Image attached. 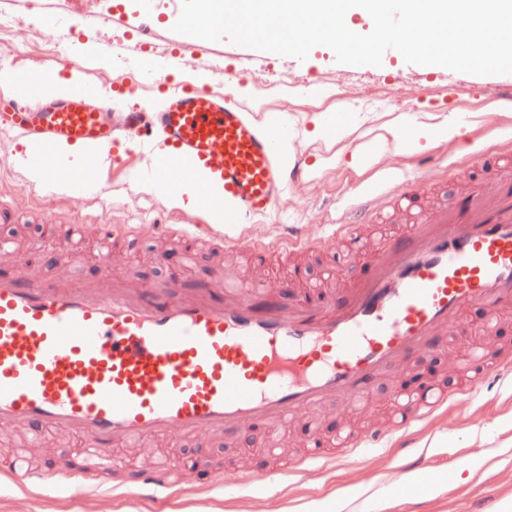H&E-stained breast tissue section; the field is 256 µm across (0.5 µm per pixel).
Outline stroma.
I'll use <instances>...</instances> for the list:
<instances>
[{"instance_id":"obj_1","label":"stroma","mask_w":512,"mask_h":512,"mask_svg":"<svg viewBox=\"0 0 512 512\" xmlns=\"http://www.w3.org/2000/svg\"><path fill=\"white\" fill-rule=\"evenodd\" d=\"M128 0H66L62 23L92 21L104 35L115 29L111 18ZM167 0H155L150 35H141L136 20L124 24L125 42L133 51L110 55L95 62L93 69L68 72L58 62L81 53L84 38L75 35L63 48H56L52 33L31 42L26 54L16 57L0 51V73L51 74L74 83L94 86L98 92H112L115 85L139 81L134 94L126 96L128 107L145 109L162 95L142 69V57L156 64L180 40L174 32ZM205 65L177 69L172 83L229 93L243 105L264 129L280 135L289 162L301 163V182L289 184L272 213L259 223L244 225L246 234L262 237L274 225L297 224L312 239H322L323 252L309 257L307 277L322 278L346 269L363 274V255H352L325 242L327 226L350 195L387 184L394 176L422 175L423 157L437 164L456 161L448 180L438 190L440 201L453 200L481 173L478 158L482 150L512 142V114L503 115L494 134L483 132L491 102L503 76L482 78L441 66L406 63L394 51H386L381 66H353L338 63L325 46L314 47L306 60L292 56L253 59L250 48L229 39L201 41ZM275 72L292 73L296 83L287 94L270 92L257 96L251 83L240 76L238 65ZM469 88L466 106L474 124L463 125L460 136L429 141L418 138L406 151L395 152L393 135L408 122L418 128L446 123L457 112L455 100L446 98L449 87ZM342 122H335L336 113ZM148 137L121 145L117 157H106L96 184L70 192L68 200L39 196L22 166L26 151L23 138L10 129H0V193L15 198L20 221L0 223V240L8 247L0 254V275L30 270L62 280L78 281L107 291L98 262L103 249L97 232L99 223L133 225L131 236L112 249V269L140 286L160 285L174 280L183 287L196 288L215 278L220 269L213 256L196 255L192 261L168 266L155 259L157 240L154 226L160 220L178 221L180 207L161 199L155 184L158 172L148 147ZM83 209L85 225L79 238H71L67 225L44 224L43 213L63 203ZM416 365L431 366V379L443 381L456 390L459 377L468 372L470 357L454 344L433 360L417 355ZM85 440L55 434H24L0 429V464L16 455L41 470L55 472L72 467ZM415 448L428 460L429 469L419 480V493L406 497L397 487L403 475L402 461L394 453L373 449L342 462L328 477L310 472L271 487L262 482L241 488L236 470L247 466L263 472L273 459L260 433L250 430L227 441L220 437L175 439L167 446L150 440L127 449L129 465L166 456L179 481H187L191 466H208L224 473V484L213 490L189 489L173 498L143 501L115 489L114 481L124 472H106L104 481L78 491L67 486L40 497L21 493L0 480V512H311L314 503L336 498L347 501V512H365L372 502L387 499L388 512H469L481 499L494 501L496 512L512 502V381L492 383L482 397L467 399L438 414L414 440Z\"/></svg>"}]
</instances>
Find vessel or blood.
<instances>
[{"label": "vessel or blood", "instance_id": "b4317fda", "mask_svg": "<svg viewBox=\"0 0 512 512\" xmlns=\"http://www.w3.org/2000/svg\"><path fill=\"white\" fill-rule=\"evenodd\" d=\"M87 43L66 57L63 68L106 54ZM13 94L0 113L30 141L28 170L72 167L75 181L91 179L105 145H119L154 130L158 169L196 176L201 209L220 214L224 225L265 216L300 166L284 158L279 140L261 130L230 97L206 89L168 91L149 111L122 114L118 100L84 86L53 97L45 75H6ZM119 112V111H118ZM79 148L78 158L68 148ZM483 177L452 204H422L424 178L405 180L393 193L358 194L329 226L348 251L364 252L365 277L352 278L315 300L282 302L266 288L225 278L189 290L166 284L138 288L113 277L108 292L78 282H57L37 273L0 276V428L48 430L92 445L78 466L47 475L13 463L7 478L25 491L63 483L96 482L114 463V449L163 438L172 431L233 438L257 427H285L306 411L336 405L346 416L369 409L370 391L390 370L410 371L412 357L452 338L467 348L474 366L457 392L429 384L406 395L389 420L362 429L344 426L333 451L319 432L307 434L296 466L343 460L398 441L407 470L401 491H411L426 461L414 448L415 429L453 394L476 395L493 378L512 370V353L493 338L512 309V146L481 155ZM413 215L408 232L364 247L366 225L385 212ZM194 216L157 230L171 249L213 253L241 251L255 265L275 257L292 262L285 292L306 285L299 255L312 245L298 225H281L270 242L202 239ZM481 306L473 325L467 311ZM176 486L168 465L139 466L123 484L124 495L154 499Z\"/></svg>", "mask_w": 512, "mask_h": 512}]
</instances>
